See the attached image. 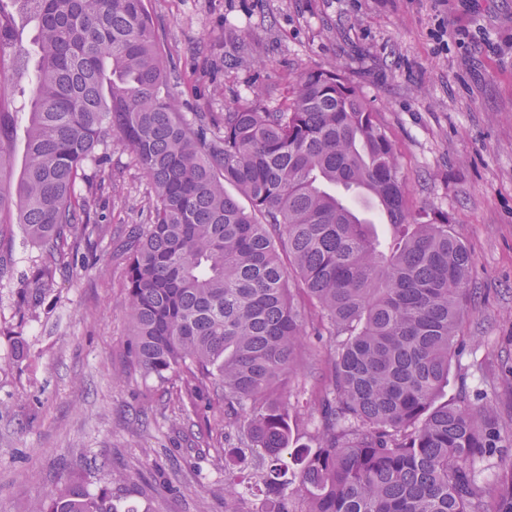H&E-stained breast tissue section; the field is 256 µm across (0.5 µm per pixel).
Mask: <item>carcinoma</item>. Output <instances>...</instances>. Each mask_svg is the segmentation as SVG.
Returning a JSON list of instances; mask_svg holds the SVG:
<instances>
[{
	"mask_svg": "<svg viewBox=\"0 0 512 512\" xmlns=\"http://www.w3.org/2000/svg\"><path fill=\"white\" fill-rule=\"evenodd\" d=\"M9 3L32 24L34 49L0 36V57L34 56L35 89L16 181L15 113L0 103V213H17L43 250L20 275V305L43 304L59 262L107 229L97 198L77 186L115 135L154 191L147 222L130 225L123 244L132 361L185 380L194 408L224 389V426L246 433L241 453L268 460L267 512H512V463L490 487L479 480L480 466L512 447L491 402H439L474 259L448 216L411 217L395 145L359 89L334 66L310 70L276 108L224 113L220 133L177 112L178 77L144 0ZM338 185L379 202L390 248L340 204ZM12 250L0 222L1 275ZM293 278L314 315L288 288ZM308 334L330 337L335 370L314 447L287 458L291 416L279 394L310 351ZM30 512L117 510L62 471ZM224 512L261 510L233 490Z\"/></svg>",
	"mask_w": 512,
	"mask_h": 512,
	"instance_id": "cac0c4a2",
	"label": "carcinoma"
}]
</instances>
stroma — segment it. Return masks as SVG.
<instances>
[{"mask_svg":"<svg viewBox=\"0 0 512 512\" xmlns=\"http://www.w3.org/2000/svg\"><path fill=\"white\" fill-rule=\"evenodd\" d=\"M165 65L175 66L185 116L224 125L228 108H274L289 82L339 66L377 111L395 144L411 212L447 213L448 231L474 265L461 339L441 398L484 395L512 438V0H144ZM246 45L251 64L226 60ZM32 64L0 66L18 125ZM85 180H106L97 210L110 225L87 263L62 269L44 306L21 314L17 272L40 261L16 244L15 276L0 279V512H30L68 470L138 512H224L228 476L216 451L235 455L243 432L224 425V401L205 413L179 401L175 379L131 363L125 315V224L140 221L151 186L120 140ZM28 356L13 364L14 339ZM328 342L288 390L301 421L294 447L318 423L312 398L330 381Z\"/></svg>","mask_w":512,"mask_h":512,"instance_id":"obj_1","label":"stroma"}]
</instances>
